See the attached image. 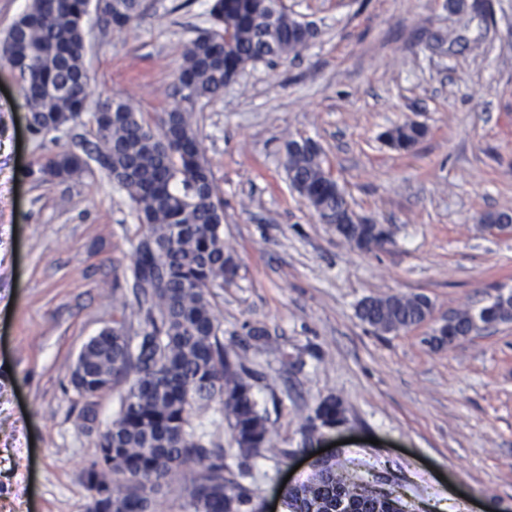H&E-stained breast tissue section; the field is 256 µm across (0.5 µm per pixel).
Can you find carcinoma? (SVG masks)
I'll return each mask as SVG.
<instances>
[{
  "label": "carcinoma",
  "instance_id": "carcinoma-1",
  "mask_svg": "<svg viewBox=\"0 0 512 512\" xmlns=\"http://www.w3.org/2000/svg\"><path fill=\"white\" fill-rule=\"evenodd\" d=\"M146 11L145 0H31L5 36L6 56L22 82L31 131L46 136L69 126L90 125L94 140L42 158L29 171L37 182H65L93 161L130 201L144 231L123 278L131 294L112 302L120 318L90 338L70 371L82 401L78 420L91 431L98 398L123 385L112 422L98 432L97 454L83 472L86 512H154L163 494L186 493V512H241L248 468L233 471L224 445L197 431L193 418L217 402L229 421L236 456L281 459L268 419L257 408L245 358L224 345L214 312L213 289L237 275L224 244V202L218 196L192 113L175 105L153 124L122 99L90 102L84 65L85 23L126 32ZM212 28L200 30L183 53L177 82L187 100L224 94L226 77L249 66L298 55L318 31L288 13L280 0H212ZM425 130L404 122L384 133L395 150L408 151ZM291 187L319 215L344 227L346 241L371 235L372 227L349 223L352 213L339 184L323 167L322 149L285 154ZM432 306L423 294H392L362 301L358 317L380 333L406 331ZM489 322H512V307L493 299L482 306ZM138 329L131 331L132 324ZM470 311L425 341L443 346L471 332ZM343 419L329 398L305 427L309 434ZM191 475L182 487L175 478ZM379 480L350 473L333 460L285 492L289 512H396L378 493Z\"/></svg>",
  "mask_w": 512,
  "mask_h": 512
}]
</instances>
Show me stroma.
<instances>
[{"label": "stroma", "instance_id": "obj_1", "mask_svg": "<svg viewBox=\"0 0 512 512\" xmlns=\"http://www.w3.org/2000/svg\"><path fill=\"white\" fill-rule=\"evenodd\" d=\"M147 2L124 33L87 21L86 66L93 96L155 120L182 100L176 72L211 26L210 0ZM283 3L318 38L187 104L239 263L215 313L290 452L253 460L245 512H285L283 482L306 480L327 446L357 475L387 474L417 512H512V323L438 348L431 325L377 333L356 314L368 297L421 293L438 319L512 288V230L480 221L512 215V0ZM407 120L426 134L393 151L380 135ZM89 134L34 135L0 58V512H83L96 436L79 426L69 372L116 317L112 280L142 229L97 168L66 182L27 171ZM300 137L320 144L363 223L389 225L383 248L347 244L290 188L284 144ZM330 396L343 421L306 437Z\"/></svg>", "mask_w": 512, "mask_h": 512}]
</instances>
